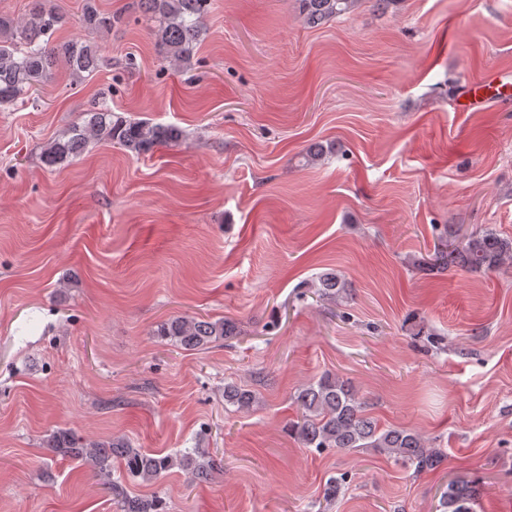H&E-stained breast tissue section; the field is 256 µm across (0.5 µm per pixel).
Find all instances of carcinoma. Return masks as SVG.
<instances>
[{"label": "carcinoma", "mask_w": 512, "mask_h": 512, "mask_svg": "<svg viewBox=\"0 0 512 512\" xmlns=\"http://www.w3.org/2000/svg\"><path fill=\"white\" fill-rule=\"evenodd\" d=\"M357 2L299 0L300 14L306 25L318 27L349 13ZM210 7L211 0H138L159 54L177 70L191 65L206 33L203 20ZM125 21L123 13L103 11L97 0H83L79 25L85 30L109 33ZM65 23V14L52 0H32L31 8L21 19L0 14V107L14 106L24 95L37 91V86L60 63L76 82L96 74L104 65L101 48L94 41H54L55 33ZM185 140L186 133L178 126L127 118L101 102L87 109L80 122L48 142L42 148L41 161L48 168L70 164L90 144L98 142L112 143L138 158ZM426 264L441 272L458 266L495 271L512 265V241L489 231L461 237L450 229ZM314 287L319 297L332 300L345 292L346 282L329 272L318 277ZM157 334L184 349L194 350L233 338L239 335V329L235 322L224 318L206 320L179 315L160 323ZM294 399L299 416L290 431L304 448H375L416 474L437 469L446 458L445 449L418 430L378 425L365 414L359 390L337 374H324L301 387ZM255 401V394L247 388L237 384L224 386V403L239 411L249 410ZM44 448L51 458L76 460L98 477L117 504V512H166V502L156 495L129 494L123 483L112 479L115 459L132 479L142 483H151L174 468L184 472L192 484L210 479L214 472L213 462L200 461L205 455L203 450L148 453L119 436L99 440L58 429L46 437ZM481 494L480 484L473 480H451L441 492L439 508L441 512H473Z\"/></svg>", "instance_id": "1"}]
</instances>
